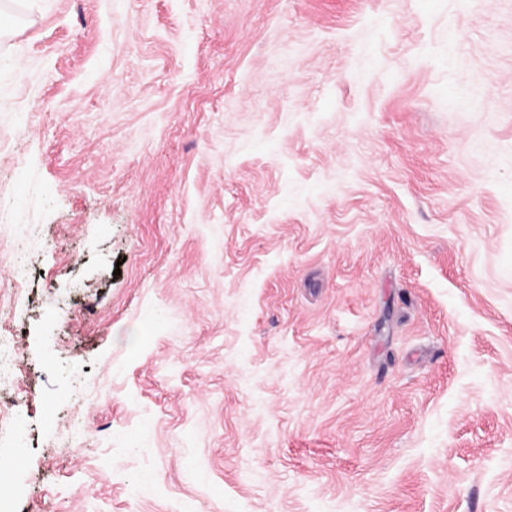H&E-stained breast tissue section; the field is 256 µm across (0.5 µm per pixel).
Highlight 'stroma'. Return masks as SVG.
<instances>
[{"mask_svg":"<svg viewBox=\"0 0 512 512\" xmlns=\"http://www.w3.org/2000/svg\"><path fill=\"white\" fill-rule=\"evenodd\" d=\"M18 2L13 512H512V0Z\"/></svg>","mask_w":512,"mask_h":512,"instance_id":"35a3bbf8","label":"stroma"}]
</instances>
